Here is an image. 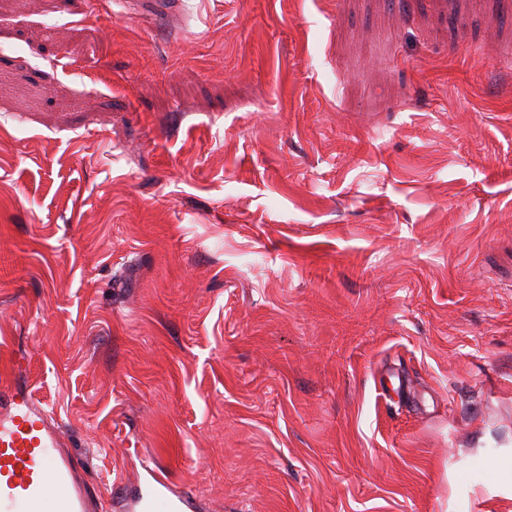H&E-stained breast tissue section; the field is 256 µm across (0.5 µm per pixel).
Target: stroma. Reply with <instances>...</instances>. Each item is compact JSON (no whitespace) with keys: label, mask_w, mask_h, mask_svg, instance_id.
<instances>
[{"label":"stroma","mask_w":512,"mask_h":512,"mask_svg":"<svg viewBox=\"0 0 512 512\" xmlns=\"http://www.w3.org/2000/svg\"><path fill=\"white\" fill-rule=\"evenodd\" d=\"M2 380L99 512H512V0H0ZM184 0H137L133 4L137 12L145 18H166L168 14L179 13ZM143 469L147 474L146 482L139 486L137 494L130 499L129 510L152 512L156 501L164 500L169 512H184L188 504V495L174 490L158 467L145 464Z\"/></svg>","instance_id":"35a3bbf8"}]
</instances>
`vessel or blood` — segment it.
<instances>
[{"label": "vessel or blood", "instance_id": "1", "mask_svg": "<svg viewBox=\"0 0 512 512\" xmlns=\"http://www.w3.org/2000/svg\"><path fill=\"white\" fill-rule=\"evenodd\" d=\"M183 0H136L149 19L180 12ZM147 479L130 499V512H153L165 501L169 512H184L186 493L174 490L162 471L146 467ZM0 512H92L84 484L60 436L31 395L0 386Z\"/></svg>", "mask_w": 512, "mask_h": 512}]
</instances>
